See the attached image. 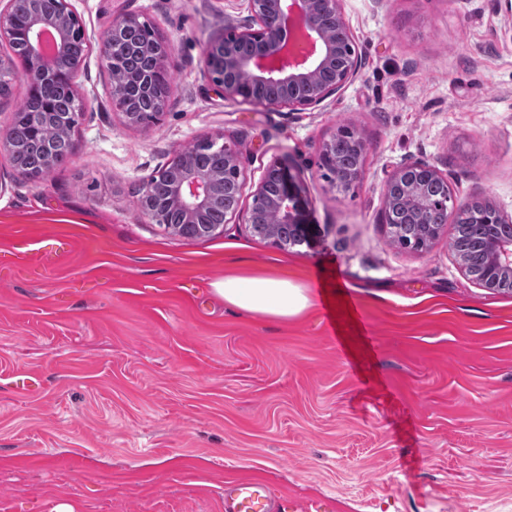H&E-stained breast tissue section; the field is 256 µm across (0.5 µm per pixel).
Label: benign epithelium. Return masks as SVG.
Wrapping results in <instances>:
<instances>
[{"label":"benign epithelium","mask_w":512,"mask_h":512,"mask_svg":"<svg viewBox=\"0 0 512 512\" xmlns=\"http://www.w3.org/2000/svg\"><path fill=\"white\" fill-rule=\"evenodd\" d=\"M330 12L336 23L349 29L342 9V0H247V15L238 20L236 26L215 38L205 48L203 73L216 91L231 102H247L273 109H288L302 112L315 108L341 93L352 83L363 66L361 55L350 52L341 56L342 50L336 39L321 25L320 17ZM139 17L124 14L113 19L106 38L100 46L101 56L110 61L125 52L147 50L155 60L156 69L140 77V91L154 96L158 111L154 119L163 114L170 85L157 80V74L166 72L172 64L170 44L153 35L143 45H130L122 38L124 30L143 27ZM52 27L58 33V54L66 51L73 36L85 37L82 23L69 0H59L58 10L51 16L34 15L27 25L30 62L22 75L0 62V83H11L22 78L28 87L42 96L46 108L53 105V94L57 84L63 80L75 82L83 59L72 61L67 73L57 65L43 60L41 56V32ZM14 33L13 0H0V40H10ZM336 69V77L326 83L322 74L329 68ZM274 84L280 89L277 97L263 95V89ZM112 108L118 111L131 126L146 127L150 121L142 113L130 109L131 100L122 85L112 84L110 91ZM83 113V104L74 100L70 112H46L57 118L60 130L72 132ZM42 116V117H44ZM42 117L31 116L30 123L39 129ZM204 149H217L224 157V169L242 174L238 154L222 143L219 134L205 135L199 139ZM163 170L173 171L168 200L152 201L148 190H143L140 207L155 224H170L168 212H181L183 221L174 225L192 227L195 234L205 236L215 229L200 216L207 210L224 205V173L195 167L189 159L177 154ZM425 171L432 179L448 184L445 175L437 166L427 161L408 158L397 165L388 175L383 189L384 218H389V207L393 189L408 181L415 172ZM253 195L271 205L277 215V223L297 225L305 240L314 236V229L305 222L303 202L294 186L290 168L276 160L267 168ZM483 288L512 286V241L498 247L497 256L484 275L475 278Z\"/></svg>","instance_id":"7a95c632"}]
</instances>
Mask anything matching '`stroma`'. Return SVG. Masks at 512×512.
<instances>
[{
    "instance_id": "1",
    "label": "stroma",
    "mask_w": 512,
    "mask_h": 512,
    "mask_svg": "<svg viewBox=\"0 0 512 512\" xmlns=\"http://www.w3.org/2000/svg\"><path fill=\"white\" fill-rule=\"evenodd\" d=\"M89 102L73 153L41 180L0 149V512H224L261 479L335 512H512V292L479 287L445 225L396 246L388 173L421 158L459 201L512 215V38L496 0H343L360 75L302 112L225 101L203 74L243 0H70ZM132 13L173 49L159 121L131 127L100 54ZM366 145L343 190L320 151L338 125ZM242 165V204L290 162L313 245L279 248L232 220L186 239L133 187L199 137ZM227 276H285L310 307L228 306Z\"/></svg>"
}]
</instances>
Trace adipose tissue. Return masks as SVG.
Masks as SVG:
<instances>
[{"mask_svg": "<svg viewBox=\"0 0 512 512\" xmlns=\"http://www.w3.org/2000/svg\"><path fill=\"white\" fill-rule=\"evenodd\" d=\"M215 291L227 305L282 319L297 316L311 305L305 289L285 278L228 276L216 283Z\"/></svg>", "mask_w": 512, "mask_h": 512, "instance_id": "1", "label": "adipose tissue"}]
</instances>
